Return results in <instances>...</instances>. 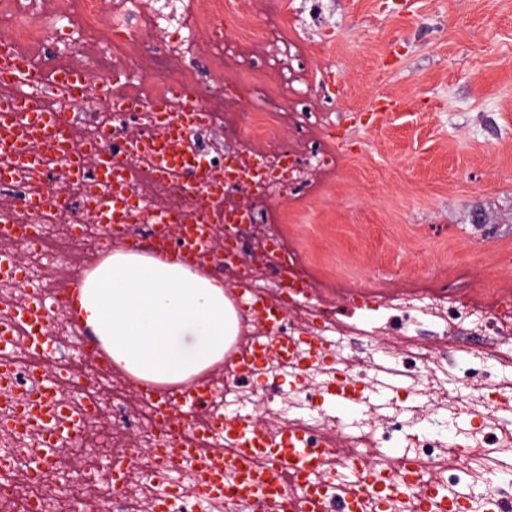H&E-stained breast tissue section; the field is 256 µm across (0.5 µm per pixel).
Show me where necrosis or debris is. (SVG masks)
I'll use <instances>...</instances> for the list:
<instances>
[{
  "label": "necrosis or debris",
  "mask_w": 512,
  "mask_h": 512,
  "mask_svg": "<svg viewBox=\"0 0 512 512\" xmlns=\"http://www.w3.org/2000/svg\"><path fill=\"white\" fill-rule=\"evenodd\" d=\"M161 2L156 9L146 7L144 0H58L55 25L49 30L35 20L41 0H0V19L10 20L15 32V52L43 79L42 104L70 108L74 150H83L103 126L123 129L126 119L110 110L111 102L148 106L163 101L170 114L181 112L186 102L173 95L176 85L192 90L191 101L209 117L223 116L226 127L241 133L238 121L224 116L223 110L241 94L243 75L251 76L255 93L264 92L268 71L261 52L216 39L208 57L209 83L200 86L198 73L184 64L200 52L188 33L201 27L222 29V0H213L209 16L195 13L189 0ZM163 21L181 35L157 49L156 85L139 84L131 77L114 80L118 63L138 56V30ZM101 36L107 48L86 56V43ZM59 71H92L109 80L108 101H101L97 88L91 87L80 104L68 105L66 90L53 82ZM307 108V97L294 95L287 113L274 115L259 128L268 146L263 153L267 174L255 190L258 197L273 199L285 189L306 185L310 165L333 164L334 155L327 149L312 146L302 154L275 143L281 126L300 124ZM152 165V155H142L137 176L128 180L140 210L125 225L121 242L160 239L150 222L154 198L144 187ZM15 219L33 225L37 241L27 246L24 264L0 268V325L12 326L15 339L13 349L0 352V367L12 378L0 387V512H71L77 503L84 512H156L160 505L166 512H277L275 502L262 497L203 498L197 462L176 459L167 469H157L153 451L163 439L151 408L131 404L124 383L112 380L106 371L94 372L79 393L71 392L67 383L76 379L80 362L74 347L77 332L60 305L64 286L45 274L47 246L60 243L64 257L96 250L103 246V229L63 222L61 210L54 206L23 207ZM235 244L237 253L231 258L215 250L206 253L214 271L230 270L235 281L261 290L264 309L287 304L301 308L302 299L287 298L284 263L256 259L248 237L236 238ZM37 300L54 303L47 324L58 341L45 366L29 352L28 327L18 320L19 308ZM371 310L367 330L341 325L333 312L317 308L308 311L304 324L284 320L274 339L253 337V344L265 347L261 359L247 375L225 370L223 388H208L195 424L226 416L229 407L236 406L258 411L260 427L271 437L284 426H299L307 454L323 457L336 476L323 488L332 499L345 496L358 465L394 483L401 462L388 450L399 441L406 445L405 457L412 461L421 489L406 495L388 492L387 512H431L435 496L441 503L461 505L462 512H512V360L494 363L484 353L462 354L446 345L449 321L500 333L512 327V306L473 303L452 314L445 296L396 294ZM427 322L439 327V347L417 337ZM391 328L400 335L395 347L383 337ZM389 379L399 383L395 396L381 404L363 401L361 416L350 429H342L336 416L322 408L331 393L342 391L355 398ZM48 386L58 400L59 421L74 413L82 417L80 437L49 452L41 448L38 431L16 423L25 398ZM458 446L473 450L465 462L452 453ZM115 463L125 470L119 492L111 472Z\"/></svg>",
  "instance_id": "4bbe7bcc"
}]
</instances>
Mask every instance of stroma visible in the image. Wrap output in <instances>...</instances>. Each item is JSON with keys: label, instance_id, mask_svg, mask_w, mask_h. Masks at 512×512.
Instances as JSON below:
<instances>
[{"label": "stroma", "instance_id": "obj_1", "mask_svg": "<svg viewBox=\"0 0 512 512\" xmlns=\"http://www.w3.org/2000/svg\"><path fill=\"white\" fill-rule=\"evenodd\" d=\"M228 38L258 35L261 7L223 0ZM316 71L315 114L336 155L308 187L265 202L254 248L281 238L314 301L353 324L355 289L512 297V0H272ZM269 77L228 111L287 109Z\"/></svg>", "mask_w": 512, "mask_h": 512}]
</instances>
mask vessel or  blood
<instances>
[{
  "mask_svg": "<svg viewBox=\"0 0 512 512\" xmlns=\"http://www.w3.org/2000/svg\"><path fill=\"white\" fill-rule=\"evenodd\" d=\"M0 80L9 81L16 88L12 100L0 103V144H10L17 156L10 181L20 183L38 176L39 148H56V157L66 165L73 175L86 171L112 172L125 175L138 160L141 151L150 149L155 154L154 172L158 175L170 170H183L181 192L186 202L185 210L179 212L159 211L154 215L155 223L175 231L173 242L150 247V254L157 260H176L188 265H198L201 256L211 247L208 230L211 225L224 221V211L219 205L224 195V177L214 174L204 166L187 170L183 167L185 157L182 146L189 136L208 126L209 120L200 109L191 107L171 119L162 103L151 107L158 123L155 132L129 127L124 136H116L109 129L97 135L96 141L80 154H72L70 142L72 130L58 109H46L40 103L37 92L41 80L28 61L14 53L10 35L0 33ZM57 84L66 86L71 101H79L85 86L97 84L88 73H61ZM134 209L128 197L113 194L112 205L107 211L88 208L85 220L102 225L106 237H114L117 229L130 223ZM50 309L49 303H41L20 310L21 320L38 327L37 336L28 341L35 354L51 357L53 344L44 330V321ZM77 352H92L94 358L104 366H111L108 350L89 329H82L77 338ZM132 391L154 411L161 427L167 447L159 449L157 457L162 464H171L173 459L190 460L197 453L196 435L190 426L188 412L201 401L204 391L198 382L190 384H164L137 376L129 378ZM53 408L41 401H33L19 418L20 424L43 428L47 442H54L59 435L79 434V419H71L66 428L56 427ZM207 438L222 444L225 438H234L236 453L233 459L214 458L203 465L204 489L208 496H223L224 472L233 469L236 474L235 489L238 495L252 494L255 486H264L267 494L279 504L287 505L288 512H327L323 500L322 484L315 476L323 469V460L318 456L305 455L301 447V434L286 429L276 438L258 432L250 414H239L233 419L217 418L206 429ZM272 458L274 464L262 474H255L251 462L255 457ZM379 483L371 472L360 471L352 489L348 505L337 507L336 512H351L352 505L364 504L374 497V488ZM298 489V496H291V489Z\"/></svg>",
  "mask_w": 512,
  "mask_h": 512,
  "instance_id": "obj_1",
  "label": "vessel or blood"
}]
</instances>
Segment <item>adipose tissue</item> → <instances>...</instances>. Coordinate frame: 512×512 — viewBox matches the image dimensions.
Instances as JSON below:
<instances>
[{"instance_id": "ef3b65f1", "label": "adipose tissue", "mask_w": 512, "mask_h": 512, "mask_svg": "<svg viewBox=\"0 0 512 512\" xmlns=\"http://www.w3.org/2000/svg\"><path fill=\"white\" fill-rule=\"evenodd\" d=\"M79 304L113 363L156 381L191 382L223 360L239 327L222 279L135 252L98 264Z\"/></svg>"}]
</instances>
